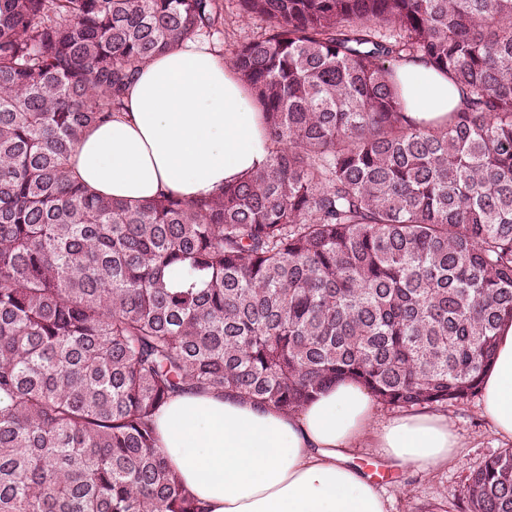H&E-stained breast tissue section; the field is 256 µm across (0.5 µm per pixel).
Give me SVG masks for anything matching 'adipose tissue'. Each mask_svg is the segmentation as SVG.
Segmentation results:
<instances>
[{
	"label": "adipose tissue",
	"instance_id": "adipose-tissue-1",
	"mask_svg": "<svg viewBox=\"0 0 512 512\" xmlns=\"http://www.w3.org/2000/svg\"><path fill=\"white\" fill-rule=\"evenodd\" d=\"M403 111L418 124L463 108L458 89L423 60L394 67ZM264 118L235 71L207 42L180 43L143 65L125 109L84 132L69 168L91 192L138 203L171 193L194 201L266 167ZM480 414L512 442V322L483 375ZM168 465L208 512H391L392 497L351 463L362 448L428 474L453 463L460 437L430 407L381 415L346 379L285 412L233 391L185 393L154 417Z\"/></svg>",
	"mask_w": 512,
	"mask_h": 512
}]
</instances>
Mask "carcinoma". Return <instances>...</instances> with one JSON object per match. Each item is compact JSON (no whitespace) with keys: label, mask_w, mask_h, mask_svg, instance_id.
Here are the masks:
<instances>
[{"label":"carcinoma","mask_w":512,"mask_h":512,"mask_svg":"<svg viewBox=\"0 0 512 512\" xmlns=\"http://www.w3.org/2000/svg\"><path fill=\"white\" fill-rule=\"evenodd\" d=\"M267 166L200 201L72 180L138 67L218 0H0V512H206L155 413L228 389L295 411L353 378L389 407L478 394L512 321V0H239ZM466 93L401 112L397 62ZM461 512H512V448Z\"/></svg>","instance_id":"obj_1"}]
</instances>
